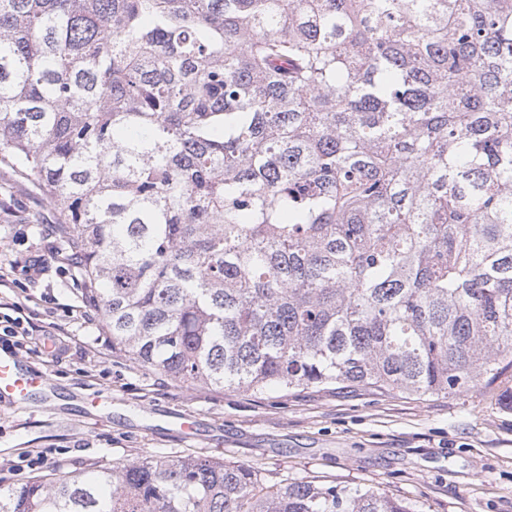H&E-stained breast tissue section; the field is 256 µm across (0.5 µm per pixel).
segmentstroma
I'll return each instance as SVG.
<instances>
[{"instance_id":"1","label":"stroma","mask_w":512,"mask_h":512,"mask_svg":"<svg viewBox=\"0 0 512 512\" xmlns=\"http://www.w3.org/2000/svg\"><path fill=\"white\" fill-rule=\"evenodd\" d=\"M55 209L0 167V295L32 325H55L54 353H21L51 395L0 402V486L30 478L24 456L47 452L48 472L147 456H208L253 464L264 483L308 478L370 486L418 512H512V410L496 388L439 397L363 391L252 395L188 390L114 352L100 314L85 303ZM197 422L185 437L174 417Z\"/></svg>"}]
</instances>
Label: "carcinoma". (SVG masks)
<instances>
[{
	"label": "carcinoma",
	"instance_id": "carcinoma-1",
	"mask_svg": "<svg viewBox=\"0 0 512 512\" xmlns=\"http://www.w3.org/2000/svg\"><path fill=\"white\" fill-rule=\"evenodd\" d=\"M112 349L182 387L423 397L512 369V0H0V166ZM0 512H414L146 457Z\"/></svg>",
	"mask_w": 512,
	"mask_h": 512
}]
</instances>
